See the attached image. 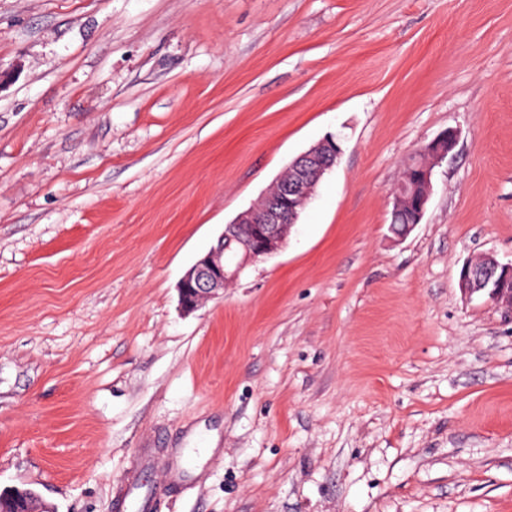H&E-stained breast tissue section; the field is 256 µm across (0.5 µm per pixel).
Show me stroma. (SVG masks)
Wrapping results in <instances>:
<instances>
[{"label":"stroma","mask_w":512,"mask_h":512,"mask_svg":"<svg viewBox=\"0 0 512 512\" xmlns=\"http://www.w3.org/2000/svg\"><path fill=\"white\" fill-rule=\"evenodd\" d=\"M0 71V489L115 512L158 448L156 512H512V311L458 286L512 262V0H0ZM330 133L286 246L183 313ZM458 140L456 130L449 128L437 139L421 148L418 158L409 164L408 172L393 192L392 212L413 213L414 220L398 235H406L419 224L430 198L433 168L453 150Z\"/></svg>","instance_id":"stroma-1"}]
</instances>
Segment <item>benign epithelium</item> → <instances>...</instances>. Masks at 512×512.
Returning a JSON list of instances; mask_svg holds the SVG:
<instances>
[{
  "mask_svg": "<svg viewBox=\"0 0 512 512\" xmlns=\"http://www.w3.org/2000/svg\"><path fill=\"white\" fill-rule=\"evenodd\" d=\"M457 140V131L450 128L421 148L418 158L409 164L392 200L393 213L414 214L413 223L402 234L420 223L430 198L433 168L453 150ZM340 153L336 136H326L290 165L288 179L278 189L269 191L232 223L224 225L217 245L183 276L179 285L182 308L194 312L207 301L224 295V289L248 264L280 251L298 209L306 205L322 176L336 165ZM458 284L466 294L484 292L512 308V263L502 264L490 254L471 259L462 266Z\"/></svg>",
  "mask_w": 512,
  "mask_h": 512,
  "instance_id": "obj_1",
  "label": "benign epithelium"
}]
</instances>
